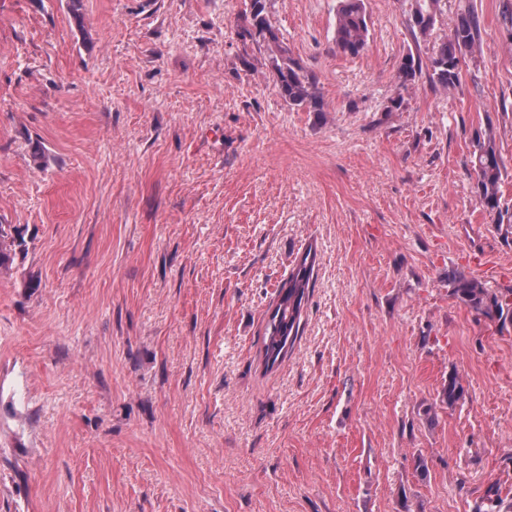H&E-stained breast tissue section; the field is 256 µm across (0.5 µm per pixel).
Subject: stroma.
Segmentation results:
<instances>
[{"label":"stroma","instance_id":"35a3bbf8","mask_svg":"<svg viewBox=\"0 0 512 512\" xmlns=\"http://www.w3.org/2000/svg\"><path fill=\"white\" fill-rule=\"evenodd\" d=\"M67 2L0 0V224L26 241L0 270V512H505L512 324L448 286L512 287L470 167L490 134L512 206L500 0H473L456 88L396 112L402 57L429 60L464 0L421 40L405 0H366L356 58L337 0H269L322 114L243 51L242 0H83L79 26ZM311 246L303 332L265 368ZM334 43L345 56L358 57L368 48L371 33L364 0H338ZM310 256L312 261L307 265ZM315 259L316 253H312L311 247L307 248L301 263L296 265L286 281L278 285L275 303L276 310L271 321H268L263 335V348L267 359L269 358V353H273L270 364L267 359L265 361L267 367L273 366L280 357L283 359L299 336L304 307L303 302L305 303L310 293V287L312 288ZM276 322L278 323L279 331L282 332V339L279 341H275L272 335V330L276 329ZM441 404L448 408L458 405L465 397V388L456 373H450L438 394Z\"/></svg>","mask_w":512,"mask_h":512}]
</instances>
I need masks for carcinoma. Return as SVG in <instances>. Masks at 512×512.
<instances>
[{
  "label": "carcinoma",
  "mask_w": 512,
  "mask_h": 512,
  "mask_svg": "<svg viewBox=\"0 0 512 512\" xmlns=\"http://www.w3.org/2000/svg\"><path fill=\"white\" fill-rule=\"evenodd\" d=\"M267 0H246L245 23L237 30L243 49H264L268 54L271 75L279 95L288 107L305 112H323L325 103L318 91L316 78L293 56L288 45L280 39L272 26ZM406 25L414 34L428 35L440 14L441 0H408ZM481 20L476 8L467 4L448 35L441 41L430 65L423 66L419 57L409 53L399 67V84L408 89L424 78L433 88L450 89L459 82L460 59L473 54L480 45ZM371 39L365 0H338L334 43L345 56L358 57L366 51ZM471 166L476 174L475 191L483 209L493 217L497 230L512 233V210L504 207L499 195V184L504 165L492 139L477 141ZM25 240L21 232L10 224H0V268L10 267L16 255L22 253ZM316 257L307 248L301 263L296 265L288 279L278 285L276 310L267 323L263 348L273 354L271 363L286 356L301 329L304 302L313 283ZM451 294L476 313L501 324L512 322V288L506 292L494 291L482 280L461 272L448 274ZM441 404L453 408L465 397V388L455 373L448 375L438 394Z\"/></svg>",
  "instance_id": "1"
}]
</instances>
